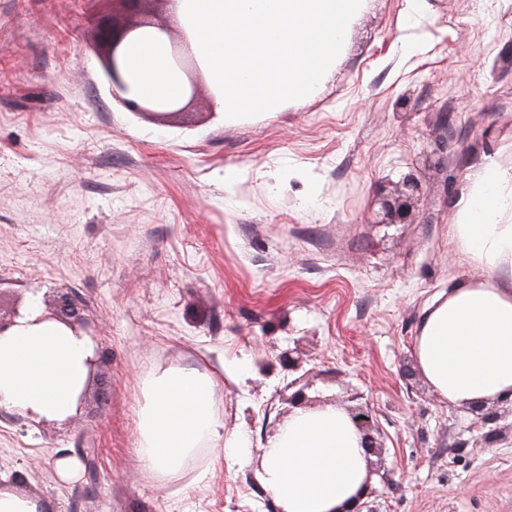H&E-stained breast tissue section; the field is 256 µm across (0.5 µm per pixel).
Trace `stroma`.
Returning a JSON list of instances; mask_svg holds the SVG:
<instances>
[{
  "label": "stroma",
  "instance_id": "stroma-1",
  "mask_svg": "<svg viewBox=\"0 0 512 512\" xmlns=\"http://www.w3.org/2000/svg\"><path fill=\"white\" fill-rule=\"evenodd\" d=\"M429 4L368 0L315 95L229 123L206 75L163 122L112 97L94 29L111 0H0V312L69 294L109 383L62 424L0 413L18 490L49 512H277L258 472L298 380L317 406L369 409L376 512H512V400L448 403L413 348L426 303L482 276L451 228L465 175L512 165V0ZM410 173L412 222L383 224ZM170 367L219 376L215 413L245 448L159 480L136 419ZM67 457L94 472L62 480Z\"/></svg>",
  "mask_w": 512,
  "mask_h": 512
}]
</instances>
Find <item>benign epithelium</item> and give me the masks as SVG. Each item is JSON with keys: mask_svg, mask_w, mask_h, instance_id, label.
<instances>
[{"mask_svg": "<svg viewBox=\"0 0 512 512\" xmlns=\"http://www.w3.org/2000/svg\"><path fill=\"white\" fill-rule=\"evenodd\" d=\"M122 5L123 12L112 13V18L102 20L97 26L98 45L104 51L106 60L105 74L110 83L112 96L117 98L130 111L136 113L154 114L159 117L173 115L181 112L182 100L172 102H140L123 97L120 92L127 91L121 58L123 48L127 42L135 38L141 30L151 28L167 37H172L168 24L156 15L141 9L145 0H117ZM173 55L177 66L184 77V96H194L197 90L196 76L198 68L195 60L180 52L183 46L181 41H172ZM420 192L419 181L412 175L404 177L396 195L383 203L384 224H405L413 212L416 195ZM44 318L53 319L65 324L76 332H83L89 336L93 344H98V325L85 314L71 299L62 294L58 296L55 306L45 311ZM347 414L358 430L361 440L360 446L365 456L377 453L380 444L377 443L372 431L374 421L364 408L347 410Z\"/></svg>", "mask_w": 512, "mask_h": 512, "instance_id": "benign-epithelium-1", "label": "benign epithelium"}]
</instances>
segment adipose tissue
Wrapping results in <instances>:
<instances>
[{
  "instance_id": "obj_1",
  "label": "adipose tissue",
  "mask_w": 512,
  "mask_h": 512,
  "mask_svg": "<svg viewBox=\"0 0 512 512\" xmlns=\"http://www.w3.org/2000/svg\"><path fill=\"white\" fill-rule=\"evenodd\" d=\"M132 95L176 100L183 81L163 34L141 32L125 49ZM452 226L455 247L484 276L426 304L414 340L418 367L443 399L476 404L512 391V166L488 158L466 177ZM39 296L0 334V409L39 422L73 416L89 376V337L41 317ZM218 381L194 368L155 373L138 413L136 452L158 479L178 474L200 449L224 441L214 414ZM367 463L357 430L333 406L297 410L262 454L260 477L283 512H335L364 483Z\"/></svg>"
}]
</instances>
